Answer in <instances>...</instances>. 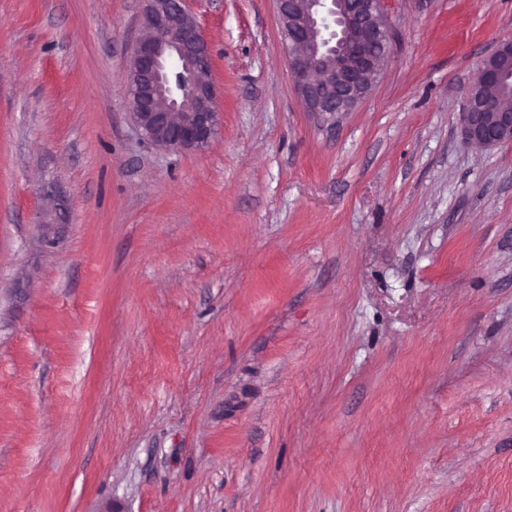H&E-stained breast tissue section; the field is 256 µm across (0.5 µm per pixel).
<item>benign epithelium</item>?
Here are the masks:
<instances>
[{
    "label": "benign epithelium",
    "instance_id": "benign-epithelium-1",
    "mask_svg": "<svg viewBox=\"0 0 512 512\" xmlns=\"http://www.w3.org/2000/svg\"><path fill=\"white\" fill-rule=\"evenodd\" d=\"M289 76L305 111L323 121L350 111L368 92L393 40L386 0H274ZM512 39L479 67L462 113L466 143L512 142V110L491 111L478 85L501 81ZM137 128L153 144L205 147L220 123L210 46L186 0H144L141 35L127 76Z\"/></svg>",
    "mask_w": 512,
    "mask_h": 512
}]
</instances>
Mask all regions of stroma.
Here are the masks:
<instances>
[{"instance_id":"stroma-1","label":"stroma","mask_w":512,"mask_h":512,"mask_svg":"<svg viewBox=\"0 0 512 512\" xmlns=\"http://www.w3.org/2000/svg\"><path fill=\"white\" fill-rule=\"evenodd\" d=\"M222 123L143 138L142 0H0V512H512V0H390L328 127L273 0H190ZM512 60V39L499 45L479 67L477 79L467 92L466 112H462V135L466 143L491 148L512 142V110L490 112V103L478 85L498 84L507 62Z\"/></svg>"}]
</instances>
